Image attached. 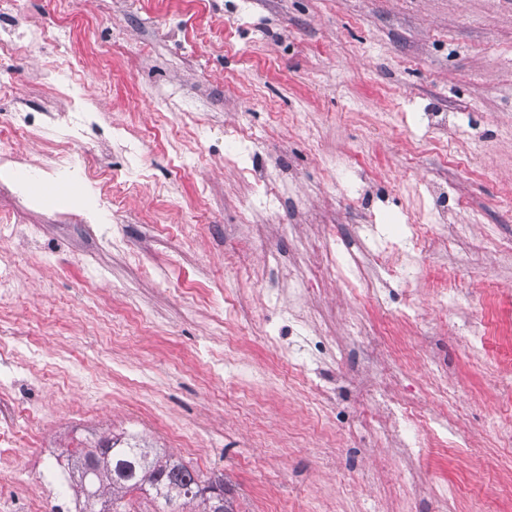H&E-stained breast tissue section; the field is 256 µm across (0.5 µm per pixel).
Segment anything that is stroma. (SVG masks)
I'll use <instances>...</instances> for the list:
<instances>
[{
  "mask_svg": "<svg viewBox=\"0 0 512 512\" xmlns=\"http://www.w3.org/2000/svg\"><path fill=\"white\" fill-rule=\"evenodd\" d=\"M13 17L73 43L67 58L21 47L0 60V143L40 177L23 188L38 208L0 192V224L39 227L0 240L29 284L4 318L41 341L36 357L11 345L10 391L42 408L46 437L116 431L167 449L172 426L198 444L176 456L223 475L231 512H324L334 499L340 512H453L460 500L512 512V447L483 436L512 425V0H15ZM50 64L55 87L37 78ZM83 97L96 113L85 148L127 188L106 224L83 220L101 178L55 176L56 154L74 149L56 126L22 139L2 121L20 104L56 112ZM255 170L279 202L252 213L268 238L253 253L242 206ZM170 200L190 232L166 223ZM420 218L442 238L467 230L403 278L379 270L381 303L412 302L399 333L329 277L295 322L288 289L319 268L320 243L359 235L370 253L397 250ZM45 253L53 264L33 273ZM244 254L243 285L227 267ZM452 272L461 307L432 294ZM479 320L494 328L480 344ZM355 321L388 343L394 390L422 414L454 395L467 446L443 422L441 447L409 460L358 426ZM80 359L85 389L58 371ZM35 460L55 473L19 448L15 482L0 483L16 512Z\"/></svg>",
  "mask_w": 512,
  "mask_h": 512,
  "instance_id": "obj_1",
  "label": "stroma"
}]
</instances>
